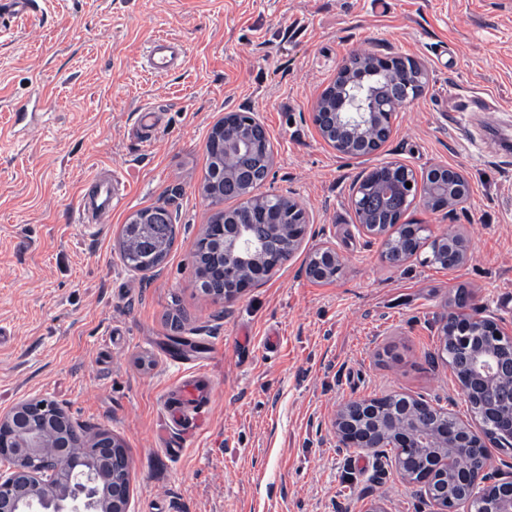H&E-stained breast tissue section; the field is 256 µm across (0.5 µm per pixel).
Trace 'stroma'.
<instances>
[{
    "label": "stroma",
    "mask_w": 512,
    "mask_h": 512,
    "mask_svg": "<svg viewBox=\"0 0 512 512\" xmlns=\"http://www.w3.org/2000/svg\"><path fill=\"white\" fill-rule=\"evenodd\" d=\"M182 45L166 77L142 60L151 41ZM417 61L423 93L394 117L382 149L347 157L310 116L354 54ZM160 108L144 141L138 109ZM259 113L275 156L260 186L310 215L303 248L231 307L201 289L195 252L216 212L204 189L207 138L225 113ZM512 130V0H42L0 19V413L40 398L127 451L130 512H419L396 472L339 451L347 400L403 393L473 418L441 349L437 319L466 293L512 325V152L482 139ZM391 161L459 170L453 213L413 200L403 222L428 242L467 241L461 266L382 260L350 203L362 174ZM97 169L119 201L104 224L75 213ZM164 205L175 241L162 265L129 270L122 229ZM343 269L316 282L301 267L322 244ZM277 347L267 343L269 334ZM215 382L206 425L169 457L163 400L196 370Z\"/></svg>",
    "instance_id": "1"
}]
</instances>
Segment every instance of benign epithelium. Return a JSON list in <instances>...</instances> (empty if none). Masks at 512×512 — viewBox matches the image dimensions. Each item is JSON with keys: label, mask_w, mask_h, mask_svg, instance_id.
I'll return each instance as SVG.
<instances>
[{"label": "benign epithelium", "mask_w": 512, "mask_h": 512, "mask_svg": "<svg viewBox=\"0 0 512 512\" xmlns=\"http://www.w3.org/2000/svg\"><path fill=\"white\" fill-rule=\"evenodd\" d=\"M410 70L420 94L426 73L410 58L368 54L355 64L343 62L312 113L317 134L351 156L381 149L391 136L394 114L404 104L400 91ZM263 143L268 137L261 120L254 114L243 120L236 112L224 113L206 142L210 149L224 151V167L213 170V183L248 202L236 215L216 214L203 234L221 262L215 271L228 287L218 299L227 306L289 262L307 234L300 202L282 198L272 206L267 196L257 193L274 166L273 152L266 154V169L258 176L242 165ZM411 171L394 161L369 171L352 186L353 207L370 190L383 207H390L406 193L404 176ZM416 187L422 205L432 212L463 203L468 193L463 175L448 166L430 169ZM358 223L366 235L387 239L399 228L370 224L362 217ZM436 241L444 264L453 268L466 261L462 237ZM417 252L409 243L403 250L382 252V258L400 267ZM341 270L336 249L323 246L313 251L305 275L330 281ZM437 326L442 344L455 337L450 366L466 399L482 406L475 421L450 422L448 412L423 397L351 399L336 413L338 448L366 451L377 459L381 449H396L390 463L413 484L427 512H512V472L492 470L487 463V444L512 447V350L504 352L496 343L499 339L511 345L512 336L496 318L469 313L463 299L456 311L438 318ZM0 457L10 463L0 470V512H128L131 478L121 442L107 432L91 435L73 426L54 404L27 399L1 415Z\"/></svg>", "instance_id": "1"}]
</instances>
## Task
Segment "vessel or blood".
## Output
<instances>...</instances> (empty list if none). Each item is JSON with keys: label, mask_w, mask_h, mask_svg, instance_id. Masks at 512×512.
I'll return each mask as SVG.
<instances>
[{"label": "vessel or blood", "mask_w": 512, "mask_h": 512, "mask_svg": "<svg viewBox=\"0 0 512 512\" xmlns=\"http://www.w3.org/2000/svg\"><path fill=\"white\" fill-rule=\"evenodd\" d=\"M182 56L181 48L171 39L160 36L153 40L145 54L149 69L157 75L170 74ZM90 181L94 186L91 196L82 198L76 212V223L101 224L112 214L117 198L111 171L94 172ZM214 382L205 371H197L170 388L164 400V424L167 432L178 435L170 455L193 437L204 424V415L214 395Z\"/></svg>", "instance_id": "obj_1"}]
</instances>
